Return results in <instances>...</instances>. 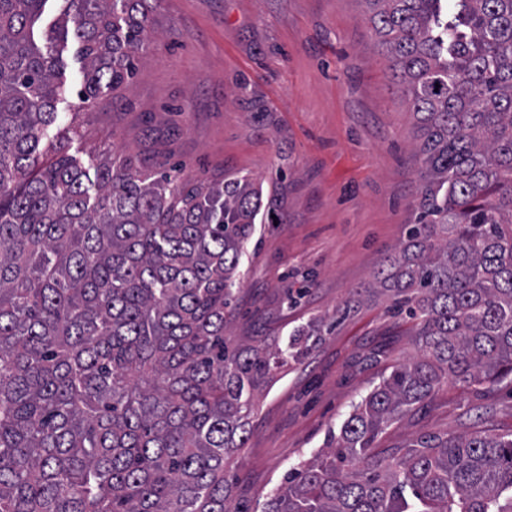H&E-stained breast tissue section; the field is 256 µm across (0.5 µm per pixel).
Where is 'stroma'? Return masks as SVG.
Segmentation results:
<instances>
[{"label":"stroma","mask_w":512,"mask_h":512,"mask_svg":"<svg viewBox=\"0 0 512 512\" xmlns=\"http://www.w3.org/2000/svg\"><path fill=\"white\" fill-rule=\"evenodd\" d=\"M152 48L130 84L80 108L83 64L63 53L84 164L103 150L182 167L186 180L244 176L284 214L242 258L227 335L275 345L308 320L336 321L254 399L247 443L226 467L262 512L288 471L320 452L388 361L415 349L388 300L364 288L414 219L416 120L391 81L362 0H147ZM512 430V390L445 383L390 425L378 448L423 435Z\"/></svg>","instance_id":"obj_1"}]
</instances>
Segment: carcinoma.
<instances>
[{"label": "carcinoma", "instance_id": "obj_1", "mask_svg": "<svg viewBox=\"0 0 512 512\" xmlns=\"http://www.w3.org/2000/svg\"><path fill=\"white\" fill-rule=\"evenodd\" d=\"M0 0V512H240L229 460L254 395L321 341L225 335L262 190L94 167L55 129L62 53L81 104L151 49L145 0ZM417 122L413 224L364 288L416 355L352 403L262 512H512V432L375 441L443 382L512 389V0H363Z\"/></svg>", "mask_w": 512, "mask_h": 512}]
</instances>
